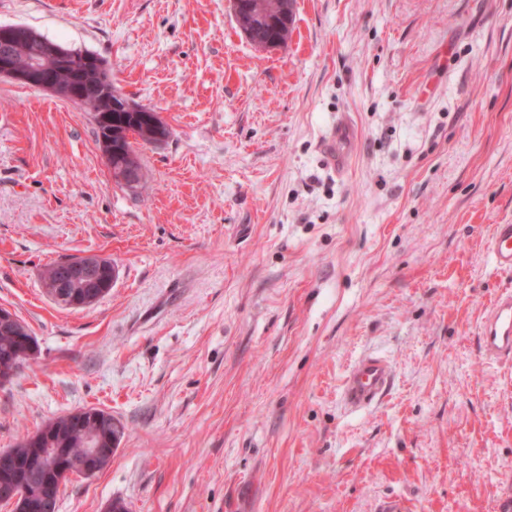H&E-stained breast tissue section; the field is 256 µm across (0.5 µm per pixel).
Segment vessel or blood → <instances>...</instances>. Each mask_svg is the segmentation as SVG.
Returning <instances> with one entry per match:
<instances>
[{
	"mask_svg": "<svg viewBox=\"0 0 512 512\" xmlns=\"http://www.w3.org/2000/svg\"><path fill=\"white\" fill-rule=\"evenodd\" d=\"M351 131L347 126L334 128L325 143L330 162L344 164ZM491 255L496 266L512 272V224L496 225L491 240ZM482 353L492 361L512 362V292L501 294L488 309L479 336ZM393 380L390 363L367 355L357 360L345 376L343 399L352 408L376 404L389 390Z\"/></svg>",
	"mask_w": 512,
	"mask_h": 512,
	"instance_id": "obj_1",
	"label": "vessel or blood"
}]
</instances>
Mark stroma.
<instances>
[{
	"instance_id": "obj_1",
	"label": "stroma",
	"mask_w": 512,
	"mask_h": 512,
	"mask_svg": "<svg viewBox=\"0 0 512 512\" xmlns=\"http://www.w3.org/2000/svg\"><path fill=\"white\" fill-rule=\"evenodd\" d=\"M105 57L171 136L118 186L89 112L0 79V307L38 350L0 387V451L110 411L111 463L59 512H500L512 362L477 337L512 288V0H295L260 49L229 0H0V25ZM348 125L347 164L328 161ZM117 277L56 303L54 261ZM393 384L351 411L350 365ZM351 131L347 126L335 127L325 143V152L333 167L343 165L347 159V147L351 140ZM490 251L500 270L512 272V224L496 225Z\"/></svg>"
}]
</instances>
